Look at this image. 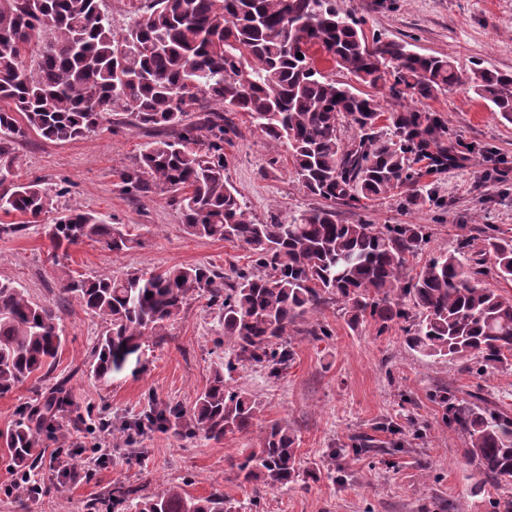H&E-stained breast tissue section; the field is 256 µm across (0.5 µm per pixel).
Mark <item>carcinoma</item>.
Wrapping results in <instances>:
<instances>
[{
	"label": "carcinoma",
	"mask_w": 512,
	"mask_h": 512,
	"mask_svg": "<svg viewBox=\"0 0 512 512\" xmlns=\"http://www.w3.org/2000/svg\"><path fill=\"white\" fill-rule=\"evenodd\" d=\"M100 0H0V216H21L0 233L22 230L55 210L68 193L60 183L15 180L14 144L28 132L67 143L96 132L104 115L126 124L174 132L144 143L118 173L124 191L172 194L191 236L246 246L249 269L232 275L204 265L102 273L63 280L60 299L74 298L103 323L91 373L104 384L121 374L143 341L166 328L195 296L222 310L224 347L234 360L217 367L189 412L149 411V425L189 416L206 439L253 433L259 403L227 383L224 371L288 365V336L304 315L338 304L351 326L382 334L403 324L405 343L420 354L478 359L480 366L512 357V294L484 288L491 274L512 282V237L465 238L440 249L419 272L407 267L429 243L423 224H341L332 205L362 208L432 173L478 156L455 138L440 112L418 104L468 83L512 122V73L478 68L465 78L449 56L420 54L404 40L369 37L336 0H140L116 30ZM302 54L299 59L296 54ZM349 76L321 71L318 59ZM386 88L399 100L391 112L364 88ZM245 112L263 136L288 143L307 193L329 202L287 221L250 216L224 175V137L232 114ZM195 115V120L186 118ZM357 134L348 141L342 128ZM54 250L84 240L111 251L140 242L104 217L73 205L53 219ZM490 260L491 267L485 266ZM59 307L33 301L11 280H0V396L41 375L50 377L65 338ZM67 381H55L46 403L0 431L14 467L32 478V450L55 433L70 405ZM448 429L465 458L494 482L512 479V416L487 405L438 395ZM238 476L266 489L288 488L300 476L296 436L286 423L260 431L245 448ZM131 512H242L221 493L193 497L160 484L148 495L119 488L112 504Z\"/></svg>",
	"instance_id": "carcinoma-1"
}]
</instances>
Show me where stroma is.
<instances>
[{"instance_id": "obj_1", "label": "stroma", "mask_w": 512, "mask_h": 512, "mask_svg": "<svg viewBox=\"0 0 512 512\" xmlns=\"http://www.w3.org/2000/svg\"><path fill=\"white\" fill-rule=\"evenodd\" d=\"M367 35L409 42L421 54L452 56L462 73L491 67L512 73V0H336ZM424 109L442 113L454 135L475 148L490 149L482 164L470 162L422 178L418 190L432 199L410 206L397 194L366 209L337 206L346 224H423L430 241L411 263V271L441 248L456 249L461 239L512 236V123L479 99L469 86L449 87L427 100ZM236 133L224 144L225 175L260 222L286 221L301 210L320 206L297 180L286 144L263 137L245 113H237ZM151 131L125 127L55 143L29 132L16 145L19 181L62 179L69 193L58 209L80 204L103 214L140 241L139 247L112 252L86 241L54 253L47 235L50 217L16 234H0V279L14 281L36 301L59 305L65 344L54 377L67 379L71 406L59 433L39 439L36 479L39 497L0 493V512H126L113 507L112 491L134 486L150 493L164 482L189 495L220 492L248 504L252 487L233 465L242 449L255 445L256 431L274 422L288 424L297 436L299 481L267 490L262 512H488L489 499L512 495V484H496L463 454V442L442 421L434 399L446 391L478 397L512 415V366L478 372L475 362L433 360L411 350L400 326L377 334L371 324L351 328L339 306L328 305L297 323L290 344L292 360L280 377L257 366L232 373L233 387L261 402L255 432L215 441L191 433L188 419L146 431L134 425L150 408L190 409L216 367L225 365L220 312L207 297L189 300L162 338L145 341L136 360L111 383L90 373L91 349L102 331L100 319L75 299L60 301V279L98 272L115 275L151 271L174 264L205 265L222 271L251 266L250 252L237 243L187 235L168 195L135 197L124 192L119 171L131 165ZM327 326L330 339L315 342L306 331ZM108 416L113 428L130 427V442L112 450V461L97 467L83 459L71 475L57 476L50 451L61 443L92 444L93 436L75 429L74 419ZM406 434L404 448L393 450L391 427ZM374 450L359 455L348 448L354 438Z\"/></svg>"}]
</instances>
